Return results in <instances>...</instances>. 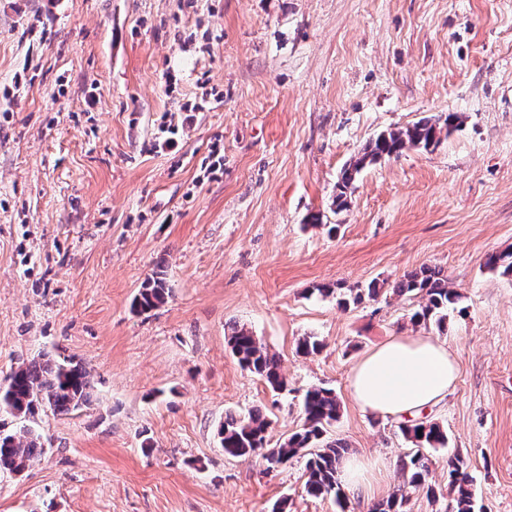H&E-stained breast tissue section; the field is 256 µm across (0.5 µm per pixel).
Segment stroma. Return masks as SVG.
I'll return each instance as SVG.
<instances>
[{
	"mask_svg": "<svg viewBox=\"0 0 512 512\" xmlns=\"http://www.w3.org/2000/svg\"><path fill=\"white\" fill-rule=\"evenodd\" d=\"M451 112L459 130L366 167L337 211L366 144ZM506 250L512 0H0V379L48 353L93 382L89 406L37 415L45 453L0 474V512H343L306 493L304 459L270 471L217 437L225 412L258 408L279 444L314 386L341 403L328 439L370 466L344 512H370L409 443L348 377L425 330L409 300L345 310L312 288L423 265L461 295L431 480L447 490L460 455L477 512H512V277L484 266ZM158 270L170 297L135 313ZM234 324L280 357L286 391L240 368ZM307 335L324 347L302 357Z\"/></svg>",
	"mask_w": 512,
	"mask_h": 512,
	"instance_id": "stroma-1",
	"label": "stroma"
}]
</instances>
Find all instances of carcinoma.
<instances>
[{
  "mask_svg": "<svg viewBox=\"0 0 512 512\" xmlns=\"http://www.w3.org/2000/svg\"><path fill=\"white\" fill-rule=\"evenodd\" d=\"M464 120L463 114L452 112L442 120L426 118L409 127L380 134L341 172L336 182V211L347 208L357 176L367 165L400 154L405 149L434 147L440 142L441 134H451L463 125ZM485 267L503 276H512V251L488 255ZM384 291L416 303L410 316L412 325H433L441 333L447 330L448 311L455 309L459 302L458 292L448 287L444 269L424 265L405 273L387 290L374 284L364 289L351 288L349 295L340 299V304L347 308L365 299L376 301ZM170 293L163 272H156L139 289L133 309L139 314L149 313L162 305ZM227 344L243 370L260 377L274 392L287 390L288 382L281 371L279 358L252 331L244 327L233 329ZM322 348L323 343L317 337L304 336L299 339L296 352L309 356L319 353ZM90 397V375L73 358L58 361L44 354L11 370L0 382V418H14L20 425L8 430L5 424H0V472L21 474L44 454L41 435L29 425L40 411L48 408L56 414L67 415L89 404ZM302 406L304 421L301 428L272 448L267 445L270 421L260 409L244 415L228 413L218 429L220 445L224 453L232 457L262 456L269 470L306 452L309 455L306 461L307 494L314 497L332 495L339 502L342 498L339 472L346 445L339 440H324L327 428L339 415L336 392L325 386L312 387L305 392ZM400 430L413 445L400 460L402 484L385 501L375 505L373 512H409L410 493L416 491L436 499L429 483V458L424 450L447 447V431L427 418L411 425L403 424ZM469 482L464 460L459 456L448 459V512H475Z\"/></svg>",
  "mask_w": 512,
  "mask_h": 512,
  "instance_id": "cac0c4a2",
  "label": "carcinoma"
}]
</instances>
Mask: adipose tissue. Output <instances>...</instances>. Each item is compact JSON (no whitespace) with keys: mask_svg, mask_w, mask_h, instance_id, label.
Here are the masks:
<instances>
[{"mask_svg":"<svg viewBox=\"0 0 512 512\" xmlns=\"http://www.w3.org/2000/svg\"><path fill=\"white\" fill-rule=\"evenodd\" d=\"M458 377L446 342L393 336L367 351L349 378V393L365 414L407 417L442 402Z\"/></svg>","mask_w":512,"mask_h":512,"instance_id":"1","label":"adipose tissue"}]
</instances>
